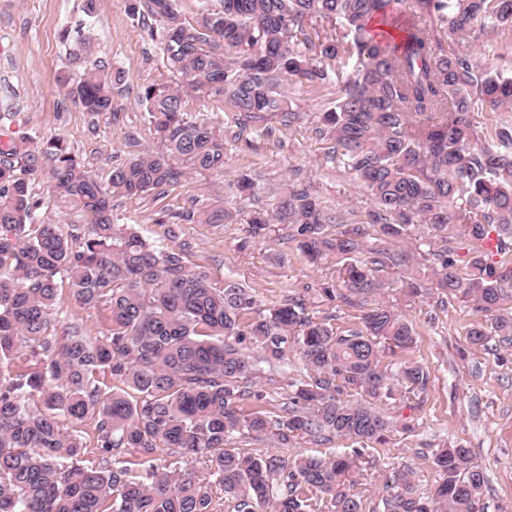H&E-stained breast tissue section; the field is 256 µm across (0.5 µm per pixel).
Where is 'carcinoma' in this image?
Instances as JSON below:
<instances>
[{"label": "carcinoma", "mask_w": 512, "mask_h": 512, "mask_svg": "<svg viewBox=\"0 0 512 512\" xmlns=\"http://www.w3.org/2000/svg\"><path fill=\"white\" fill-rule=\"evenodd\" d=\"M134 15L160 22L158 39L175 87L147 86L142 102L157 155H135L112 170L111 184L127 196L161 189L189 170L224 168V142L202 121L185 118L187 97L225 101L236 112L297 117L281 84L294 77L319 92L336 85L317 133L329 158L346 165L370 192L383 244L366 245L365 227L349 222L305 189L278 194L271 210H255L247 232L256 237L286 224L300 252L314 263L329 251L344 260L343 286L363 299L383 286L373 275L405 266L412 253L389 245L413 224L439 232L460 225L467 256L451 247L430 252L436 287L473 303L490 325L473 324L472 347L492 352L493 337L512 344V122L479 143L473 113L512 107V77L485 69L455 47V37L512 30V0H217L204 24L184 22L178 0H137ZM340 25L331 34L317 22ZM402 31L395 38L384 27ZM122 68L85 71L75 102L91 115L114 112ZM45 177L55 195L81 206L91 221L73 245L55 224L33 223L30 183ZM112 196L86 164L56 139L41 147L27 137L0 146V363L16 367L0 381V512H224L207 488L178 467L151 461L168 448L204 464L233 512H365L353 493L355 461L387 443L391 424L373 400L407 399L426 385L416 361L383 364L409 350L413 324L383 305L366 309L361 327L335 329L314 320L303 304L251 316L256 299L234 280L215 287L192 272L180 253L150 243L116 223ZM240 211L199 215L204 224H233ZM336 232H331V229ZM497 238L496 255L477 243ZM69 280L76 302L107 303L106 340L74 330L54 346L44 330L59 304L57 279ZM293 338L306 379L288 395L286 416L273 422L259 411L264 390L245 386L254 373L245 339L268 362L284 360ZM24 345L29 352L20 353ZM141 394L104 395L98 369ZM44 409L32 411L33 396ZM94 421L93 446L63 431ZM235 433L267 435L282 445L325 433L358 444L353 457L302 455L291 460L227 447ZM130 458L102 467L75 459L86 448ZM434 463L442 481L427 495L412 475L385 478V512H484V471L462 446L440 448Z\"/></svg>", "instance_id": "cac0c4a2"}]
</instances>
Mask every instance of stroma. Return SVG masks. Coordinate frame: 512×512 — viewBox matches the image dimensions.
<instances>
[{"label": "stroma", "instance_id": "obj_1", "mask_svg": "<svg viewBox=\"0 0 512 512\" xmlns=\"http://www.w3.org/2000/svg\"><path fill=\"white\" fill-rule=\"evenodd\" d=\"M84 4L0 0V133L28 137L37 146L63 139L106 187L113 166L136 154L160 152L140 92L147 85H172L177 77L169 71L159 42L149 38L147 24L129 14V0H95L90 17ZM81 34L91 39L82 54L76 51ZM459 44L484 66L512 75V31L467 36ZM97 65L127 71L114 91L116 115H90L73 100L84 70ZM288 93L299 115L290 126L275 113L248 118L224 102L191 96L186 118L207 121L223 138V171L183 174L161 194L113 193L114 213L119 223L133 225L156 245L180 251L187 269L205 273L214 285L231 279L249 288L259 309L298 299L315 320L343 329L357 327L363 306L332 301L324 293L325 288L342 286V261L335 253L309 262L283 224L271 225L266 236L251 240L246 223L202 224L196 219L207 210L239 206L233 183L244 172L255 181L254 208L266 207L285 185L295 183L322 205L348 211L351 222H368L375 208L372 196L351 171L327 161V144L315 134L329 95L294 83ZM31 196L35 223L88 233L87 213L56 198L48 180L32 183ZM170 229L175 232L171 238L166 235ZM437 239L430 226L415 225L405 244L414 254L411 262L378 274L384 286L377 302L405 315L417 332L414 347L404 357L423 364L429 376L418 397L377 402L393 430L386 444L366 449L354 490L368 512H382L384 479L403 467L411 471L419 492H429L441 478L434 454L448 443L470 448L474 463L486 473L484 512H512V345L500 344L494 353L470 348L467 332L484 316L471 304L443 298L436 289L429 246ZM58 286L59 314L46 329L50 341L62 343L73 325L93 337L107 336L108 307H83L67 280H59ZM250 353L255 362L250 386L269 393L259 409L267 419L279 418L292 384L305 377L299 348L289 345L281 364L267 362L258 348ZM228 445L258 455L276 451L285 458L339 456L353 448L352 440L336 437L322 442L305 438L278 449L268 437L247 434L232 435Z\"/></svg>", "mask_w": 512, "mask_h": 512}]
</instances>
